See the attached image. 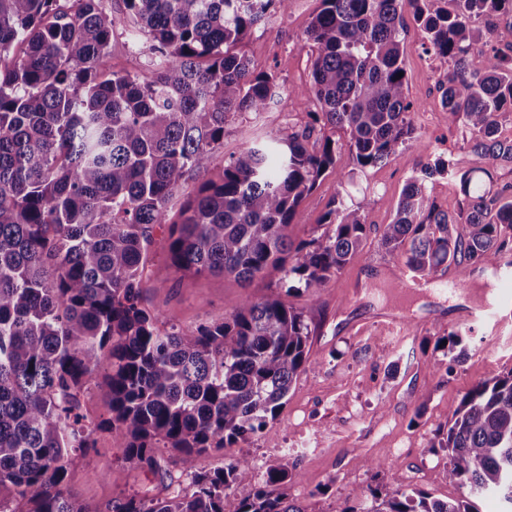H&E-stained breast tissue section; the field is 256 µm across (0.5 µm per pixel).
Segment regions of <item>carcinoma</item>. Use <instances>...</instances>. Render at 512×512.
<instances>
[{
	"label": "carcinoma",
	"mask_w": 512,
	"mask_h": 512,
	"mask_svg": "<svg viewBox=\"0 0 512 512\" xmlns=\"http://www.w3.org/2000/svg\"><path fill=\"white\" fill-rule=\"evenodd\" d=\"M149 41L151 78L112 71L120 20L98 0H0V512H93L65 489L73 455L108 429L124 460L159 468L156 448L179 450L189 496L118 499L109 512H224V499L254 483L235 512H304L283 486L300 477L285 452L255 481L230 456L211 473L194 458L224 450L274 422L309 359V324L286 297H312L360 257L371 231L364 208L339 196L332 233L295 241L303 197L337 165L338 141L361 173L414 138L400 31L405 8L424 50L445 60L440 104L478 167L423 164L407 180L380 244L412 273L490 266L507 252L512 185L491 193L512 165L499 118L512 112V53L477 24L512 19V0H320L305 42L317 111L302 133L253 142L208 177L224 125L278 101L276 79L256 73L235 47L292 0H123ZM485 57L481 68L472 56ZM318 135L320 148L307 141ZM189 173L201 178L172 224L168 256L179 270L249 283L273 268L277 292L244 297L222 322L160 330L142 304L154 226ZM459 184L453 212L430 201L428 179ZM110 361L107 416L81 413L80 397ZM448 481L468 491L443 501L401 483L336 499L334 512H476L472 498L512 507V369L473 385L446 423Z\"/></svg>",
	"instance_id": "cac0c4a2"
}]
</instances>
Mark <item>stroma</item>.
Returning <instances> with one entry per match:
<instances>
[{
	"label": "stroma",
	"instance_id": "1",
	"mask_svg": "<svg viewBox=\"0 0 512 512\" xmlns=\"http://www.w3.org/2000/svg\"><path fill=\"white\" fill-rule=\"evenodd\" d=\"M319 0H292L287 12H274L238 44L255 72L273 74L289 97L259 115L235 117L224 128V145L215 157L211 178L225 162L256 140H271L302 132L316 109L310 91V62L305 31ZM129 23L117 26L110 45L112 69L147 77L148 43L132 40ZM424 34L407 22L401 35L407 96L414 105L411 123L417 138L396 159L345 180L354 159L341 149L336 168L328 170L299 204L293 232L308 239L323 233L322 221L336 196L363 203L372 231L359 259L347 265L318 297H291L303 309L311 329L309 360L295 381L288 402L274 423L275 440L257 434L234 445L247 457L257 477L282 452L292 453L301 476L288 485V498L304 512H334L337 498L375 484L380 489L402 482L445 500L463 496V489L446 478L447 456L432 443L461 396L479 381L512 370V320L461 323L462 308L473 307L471 291L485 286L483 266H469V290L448 297L441 284L426 282L404 294L403 265L394 263L379 245L380 233L391 222L407 179L417 164L449 160L460 169L476 166L464 149L461 134H449L448 115L438 92L447 69L443 60L424 53ZM169 227L157 225L150 247L143 304L161 315L162 327L190 330L223 320L242 297L260 298L276 288L278 273L241 283L221 274L186 275L168 259ZM412 319L397 322L402 307ZM459 331L467 349L451 361L435 342L448 331ZM96 448L75 456L66 488L78 501L106 512L123 497L163 499L193 492L180 453L158 448L159 470L126 463L116 433L96 434ZM365 459L396 464V471L371 476ZM119 469L112 482L107 472Z\"/></svg>",
	"mask_w": 512,
	"mask_h": 512
}]
</instances>
